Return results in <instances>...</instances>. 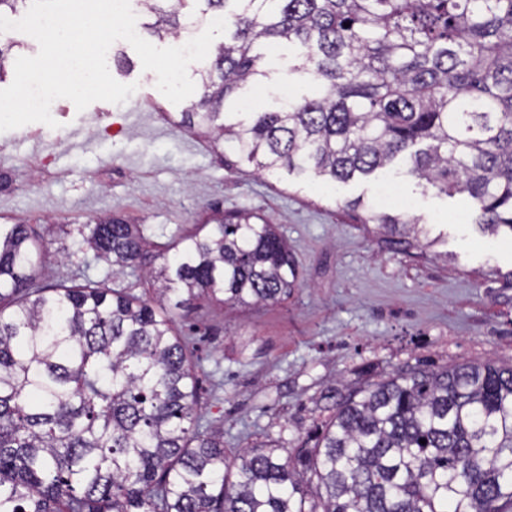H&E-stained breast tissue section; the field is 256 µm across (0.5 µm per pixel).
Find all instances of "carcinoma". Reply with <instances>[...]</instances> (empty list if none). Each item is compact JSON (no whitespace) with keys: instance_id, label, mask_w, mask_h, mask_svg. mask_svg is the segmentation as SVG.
I'll return each mask as SVG.
<instances>
[{"instance_id":"cac0c4a2","label":"carcinoma","mask_w":512,"mask_h":512,"mask_svg":"<svg viewBox=\"0 0 512 512\" xmlns=\"http://www.w3.org/2000/svg\"><path fill=\"white\" fill-rule=\"evenodd\" d=\"M189 2L136 0L159 38L226 18L178 126L328 187L406 156L408 174L467 195L482 230L512 233V0ZM283 41L298 49L286 101L263 66ZM257 86L267 106L233 111ZM362 223L403 251L425 233L373 207ZM60 232L149 275L158 296L47 285L50 242L0 224V512H512V364H407L327 393L333 415L293 453L269 443L230 461L224 433L202 425L177 317L288 298L286 240L245 211L183 230L169 256L119 218Z\"/></svg>"}]
</instances>
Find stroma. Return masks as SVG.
<instances>
[{"label": "stroma", "instance_id": "obj_1", "mask_svg": "<svg viewBox=\"0 0 512 512\" xmlns=\"http://www.w3.org/2000/svg\"><path fill=\"white\" fill-rule=\"evenodd\" d=\"M113 77L137 89L125 103L77 111L54 103L58 128L0 132V224L38 232L115 215L164 245L215 212L246 210L277 227L299 265L288 300L249 307L200 303L178 327L200 363L204 425L227 451L256 442L300 446L326 416L320 396L371 364L512 363V233L481 232L473 204L385 170L323 192L313 174L269 175L225 162L207 138L172 122L179 107L126 41ZM393 191L423 217L431 246L379 247L350 201L383 210ZM93 280L151 297L141 273H113L84 252L47 267L44 280Z\"/></svg>", "mask_w": 512, "mask_h": 512}]
</instances>
